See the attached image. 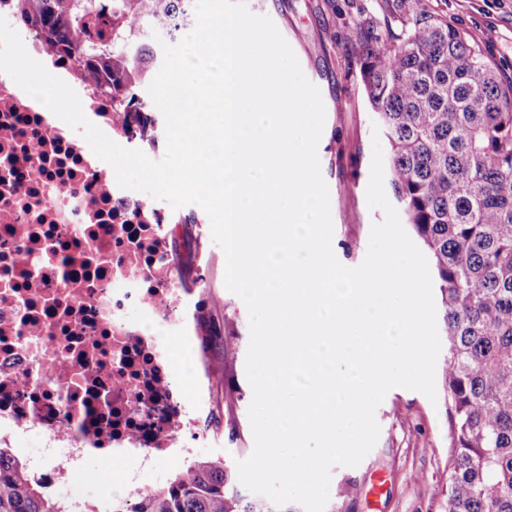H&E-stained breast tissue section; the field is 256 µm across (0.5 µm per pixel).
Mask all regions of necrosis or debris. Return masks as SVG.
<instances>
[{
	"instance_id": "4bbe7bcc",
	"label": "necrosis or debris",
	"mask_w": 512,
	"mask_h": 512,
	"mask_svg": "<svg viewBox=\"0 0 512 512\" xmlns=\"http://www.w3.org/2000/svg\"><path fill=\"white\" fill-rule=\"evenodd\" d=\"M0 17L100 129L141 148L130 120L78 79L75 56L50 52L8 0ZM174 240L168 209L120 188L50 109L0 73V429L41 433L33 478L83 493L82 461L94 452L131 507L155 490L156 467L185 466L206 439L205 388L188 390L174 352L196 343Z\"/></svg>"
}]
</instances>
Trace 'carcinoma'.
I'll list each match as a JSON object with an SVG mask.
<instances>
[{"instance_id":"carcinoma-1","label":"carcinoma","mask_w":512,"mask_h":512,"mask_svg":"<svg viewBox=\"0 0 512 512\" xmlns=\"http://www.w3.org/2000/svg\"><path fill=\"white\" fill-rule=\"evenodd\" d=\"M194 0H14L48 47L77 57L114 112L137 118L142 142L158 122L139 94L157 52L151 26L174 40ZM401 34L353 28L367 102L386 143L388 183L429 255L447 352L442 366L450 431L448 512H512V81L480 42L427 10L398 0ZM110 38L91 32L103 14ZM0 512H73L0 447ZM132 512H301L243 493L224 458L194 461L144 495Z\"/></svg>"}]
</instances>
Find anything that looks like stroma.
Listing matches in <instances>:
<instances>
[{"label":"stroma","mask_w":512,"mask_h":512,"mask_svg":"<svg viewBox=\"0 0 512 512\" xmlns=\"http://www.w3.org/2000/svg\"><path fill=\"white\" fill-rule=\"evenodd\" d=\"M249 9L269 16L294 51L306 78L316 85L325 106V125L318 144L321 172L330 196L332 250L353 268L365 258L373 224L381 210L370 208L367 186L373 154V120L359 67L345 39L365 17L377 18L381 37L397 27L390 17L393 0H247ZM430 12L470 34L492 27L493 42L485 56L503 80L512 79V0H425ZM179 235L173 243L181 288L202 293L200 338L182 349L178 361L187 385L204 368L212 407L204 427L209 439L202 457L221 455L229 464L248 458L254 438L248 409L252 389L245 362L250 340L244 302L225 286L224 253L211 237L205 211L194 204L174 211ZM380 435L373 449L354 467L332 471L325 512H445L441 487L448 477L450 445L443 402L396 387L375 413ZM382 479L380 497L370 493Z\"/></svg>","instance_id":"35a3bbf8"}]
</instances>
